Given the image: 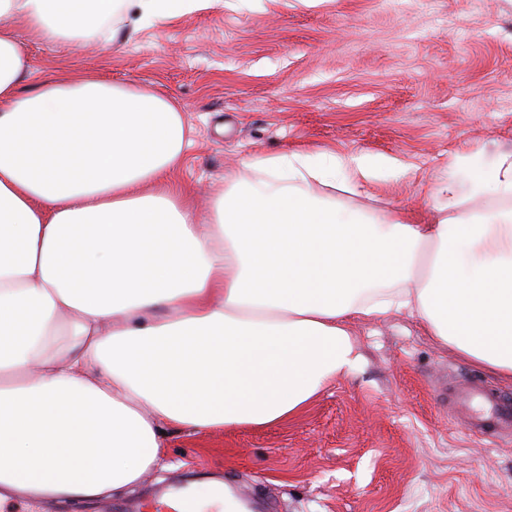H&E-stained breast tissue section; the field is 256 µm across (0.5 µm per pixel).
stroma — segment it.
I'll list each match as a JSON object with an SVG mask.
<instances>
[{
	"instance_id": "35a3bbf8",
	"label": "stroma",
	"mask_w": 512,
	"mask_h": 512,
	"mask_svg": "<svg viewBox=\"0 0 512 512\" xmlns=\"http://www.w3.org/2000/svg\"><path fill=\"white\" fill-rule=\"evenodd\" d=\"M12 29L37 78L88 71L172 98L191 129L174 186L207 210L225 175L244 186L252 156L306 151L380 165L346 208L435 219L438 187L467 188L512 153V0H215L107 41L63 46ZM365 358L299 417L262 430L166 427L169 466L114 512L181 484L213 483L262 512H512V441L449 416L450 380L505 382L436 345L405 313L351 326Z\"/></svg>"
}]
</instances>
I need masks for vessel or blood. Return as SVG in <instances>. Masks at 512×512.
Wrapping results in <instances>:
<instances>
[{"label":"vessel or blood","instance_id":"1","mask_svg":"<svg viewBox=\"0 0 512 512\" xmlns=\"http://www.w3.org/2000/svg\"><path fill=\"white\" fill-rule=\"evenodd\" d=\"M448 410L467 412V429L472 434L512 436V398L492 391L479 380L466 379L456 384Z\"/></svg>","mask_w":512,"mask_h":512}]
</instances>
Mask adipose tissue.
<instances>
[{
	"instance_id": "ef3b65f1",
	"label": "adipose tissue",
	"mask_w": 512,
	"mask_h": 512,
	"mask_svg": "<svg viewBox=\"0 0 512 512\" xmlns=\"http://www.w3.org/2000/svg\"><path fill=\"white\" fill-rule=\"evenodd\" d=\"M213 2L0 0L2 499L134 487L162 466L166 425L296 417L360 368L355 321L408 312L512 381V154L469 193L441 185L431 224L339 206L331 189L358 193L376 166L296 151L250 158L268 188L228 181L203 214L171 187L189 144L173 100L89 72L31 85L8 25L56 44Z\"/></svg>"
}]
</instances>
